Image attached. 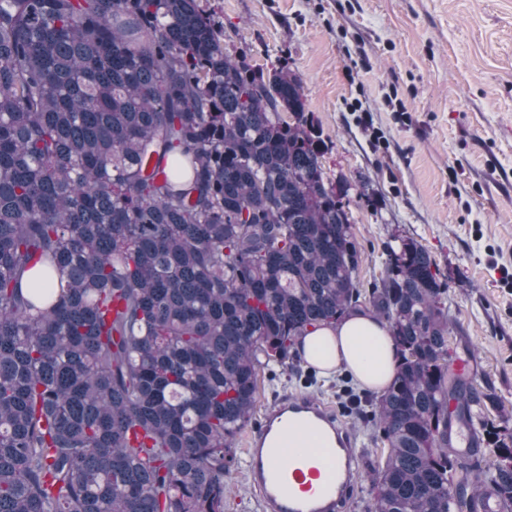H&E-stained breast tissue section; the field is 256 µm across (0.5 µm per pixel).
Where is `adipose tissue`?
<instances>
[{"label":"adipose tissue","instance_id":"obj_1","mask_svg":"<svg viewBox=\"0 0 512 512\" xmlns=\"http://www.w3.org/2000/svg\"><path fill=\"white\" fill-rule=\"evenodd\" d=\"M299 349L323 375L345 370L363 389L384 390L395 376V342L388 327L368 311L310 332L300 339Z\"/></svg>","mask_w":512,"mask_h":512}]
</instances>
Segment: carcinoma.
Segmentation results:
<instances>
[{"label": "carcinoma", "mask_w": 512, "mask_h": 512, "mask_svg": "<svg viewBox=\"0 0 512 512\" xmlns=\"http://www.w3.org/2000/svg\"><path fill=\"white\" fill-rule=\"evenodd\" d=\"M324 149L302 79L200 0H0V512H224L261 370L362 305L399 349L368 512L512 506L491 386L448 390V283L402 238L362 295ZM451 404L493 458L473 490Z\"/></svg>", "instance_id": "1"}]
</instances>
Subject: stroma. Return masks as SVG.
I'll use <instances>...</instances> for the list:
<instances>
[{
  "mask_svg": "<svg viewBox=\"0 0 512 512\" xmlns=\"http://www.w3.org/2000/svg\"><path fill=\"white\" fill-rule=\"evenodd\" d=\"M230 52L304 83L326 141L323 171L346 180L359 287L379 284L396 238L422 244L449 281L451 338L474 383H490L512 428V0H203ZM396 102H389V95ZM372 118L357 122L354 105ZM380 142H373V135ZM260 405L304 392L340 403L350 376L302 357L260 373ZM346 422L360 453L351 512H368L384 445L376 396ZM236 443L224 512H265Z\"/></svg>",
  "mask_w": 512,
  "mask_h": 512,
  "instance_id": "stroma-1",
  "label": "stroma"
}]
</instances>
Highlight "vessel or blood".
Instances as JSON below:
<instances>
[{
	"label": "vessel or blood",
	"instance_id": "obj_1",
	"mask_svg": "<svg viewBox=\"0 0 512 512\" xmlns=\"http://www.w3.org/2000/svg\"><path fill=\"white\" fill-rule=\"evenodd\" d=\"M245 446L248 479L266 512H349L357 456L340 410L307 394L280 397Z\"/></svg>",
	"mask_w": 512,
	"mask_h": 512
}]
</instances>
